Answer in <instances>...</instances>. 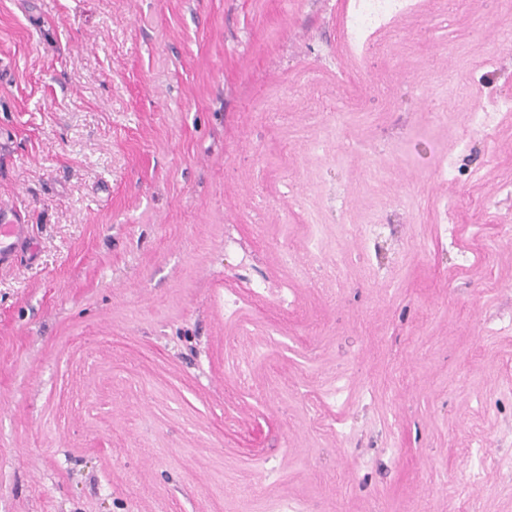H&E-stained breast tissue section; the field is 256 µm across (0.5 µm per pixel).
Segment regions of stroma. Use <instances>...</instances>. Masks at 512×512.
Here are the masks:
<instances>
[{"instance_id": "1", "label": "stroma", "mask_w": 512, "mask_h": 512, "mask_svg": "<svg viewBox=\"0 0 512 512\" xmlns=\"http://www.w3.org/2000/svg\"><path fill=\"white\" fill-rule=\"evenodd\" d=\"M351 6L0 0V512H512V15ZM402 0H358L351 17V29L355 38L369 32L381 16L396 17L403 11ZM4 220V221H3ZM2 224L1 225V238H0V264H4V262L9 261L12 259V257L15 255V246L18 242V240L21 238L23 231H24V225L23 224H10L12 223L11 220L5 221V218L3 216ZM9 235V237H15L16 240L5 244L2 242V237ZM13 251V252H12Z\"/></svg>"}]
</instances>
